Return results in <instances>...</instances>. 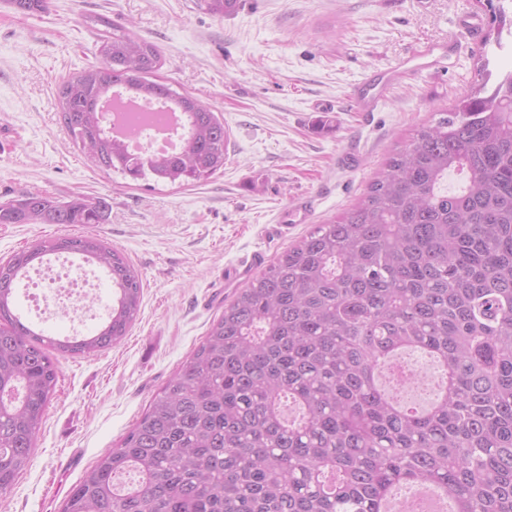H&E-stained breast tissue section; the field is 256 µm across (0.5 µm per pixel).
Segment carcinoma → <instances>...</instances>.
Here are the masks:
<instances>
[{
    "instance_id": "1",
    "label": "carcinoma",
    "mask_w": 512,
    "mask_h": 512,
    "mask_svg": "<svg viewBox=\"0 0 512 512\" xmlns=\"http://www.w3.org/2000/svg\"><path fill=\"white\" fill-rule=\"evenodd\" d=\"M18 14L47 0H8ZM99 66L58 86L61 121L99 169L192 184L224 168L212 106L151 80L157 45L89 18ZM478 84L417 129L365 200L317 225L224 305L204 342L121 445L82 477L62 512H384L403 487L438 490L450 512H512V71ZM121 86L183 113L172 153L113 138L96 102ZM462 178L453 187L449 180ZM106 204L22 193L0 224H101ZM104 267L118 296L84 336L21 321L15 284L51 253ZM142 281L96 235L35 244L0 262V495L27 470L54 394L51 351L90 355L126 336ZM407 350L437 360L428 407L392 395L378 373ZM133 471L134 485L120 477Z\"/></svg>"
}]
</instances>
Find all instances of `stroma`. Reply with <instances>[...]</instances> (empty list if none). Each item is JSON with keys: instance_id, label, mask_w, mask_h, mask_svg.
<instances>
[{"instance_id": "35a3bbf8", "label": "stroma", "mask_w": 512, "mask_h": 512, "mask_svg": "<svg viewBox=\"0 0 512 512\" xmlns=\"http://www.w3.org/2000/svg\"><path fill=\"white\" fill-rule=\"evenodd\" d=\"M471 13L491 30L485 0H238L224 17L202 0H48L22 16L0 0V199L32 192L103 199L101 224H0V259L58 236L96 234L142 280L127 336L91 355L61 357L59 380L29 468L0 512H61L84 470L116 446L180 369L235 290L228 270L260 250L273 262L316 225L360 203L386 160L437 120L489 54L512 69V34L471 42L442 74L388 88L377 111L355 109L352 86ZM157 45V81L213 106L229 134L223 170L207 180L136 182L104 173L73 146L57 88L100 64L88 17ZM310 197V219L279 213Z\"/></svg>"}]
</instances>
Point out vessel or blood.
<instances>
[{"label": "vessel or blood", "mask_w": 512, "mask_h": 512, "mask_svg": "<svg viewBox=\"0 0 512 512\" xmlns=\"http://www.w3.org/2000/svg\"><path fill=\"white\" fill-rule=\"evenodd\" d=\"M480 34L481 23L478 18L462 17L454 35L421 44L391 67L354 86L350 92L352 103L359 111L373 110L388 87L412 73H436L445 70L460 55L463 39L476 38Z\"/></svg>", "instance_id": "1"}]
</instances>
